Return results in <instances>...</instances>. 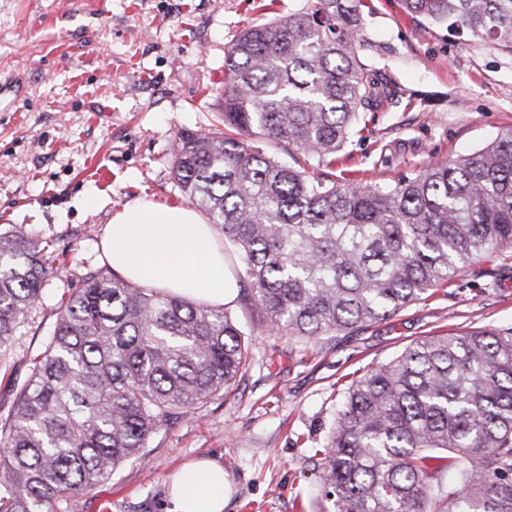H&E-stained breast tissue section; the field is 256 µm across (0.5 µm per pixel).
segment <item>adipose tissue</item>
<instances>
[{
    "mask_svg": "<svg viewBox=\"0 0 512 512\" xmlns=\"http://www.w3.org/2000/svg\"><path fill=\"white\" fill-rule=\"evenodd\" d=\"M100 245L124 279L216 307L236 298L223 241L190 207L128 201L105 225ZM224 487L219 461H187L170 478L168 512H224Z\"/></svg>",
    "mask_w": 512,
    "mask_h": 512,
    "instance_id": "obj_1",
    "label": "adipose tissue"
}]
</instances>
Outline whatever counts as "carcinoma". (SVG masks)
Segmentation results:
<instances>
[{"mask_svg": "<svg viewBox=\"0 0 512 512\" xmlns=\"http://www.w3.org/2000/svg\"><path fill=\"white\" fill-rule=\"evenodd\" d=\"M431 24L512 50V0H403ZM363 0H299L241 31L219 127L182 132L172 178L243 268L269 327L317 338L390 318L467 265L512 249V130L386 186L328 166L386 97L362 61ZM20 227L0 231V363L57 274ZM251 340L226 308L111 270L62 304L0 418V512H54L144 457L158 428L228 391ZM323 455L319 512H512V331L430 336L352 382Z\"/></svg>", "mask_w": 512, "mask_h": 512, "instance_id": "carcinoma-1", "label": "carcinoma"}]
</instances>
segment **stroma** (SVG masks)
<instances>
[{
  "label": "stroma",
  "mask_w": 512,
  "mask_h": 512,
  "mask_svg": "<svg viewBox=\"0 0 512 512\" xmlns=\"http://www.w3.org/2000/svg\"><path fill=\"white\" fill-rule=\"evenodd\" d=\"M364 61L390 95L364 112L324 172L336 183L385 185L456 159L512 129V51L367 0ZM296 0H0V228L47 241L61 269L0 365V414L31 377L62 303L107 267L105 224L127 201L186 199L171 176L183 131L208 129L224 104V56L251 23ZM96 196L95 209L84 206ZM232 312L253 339L229 393L169 422L92 493L56 512H166L169 479L185 461H221L224 512H318L320 449L350 384L424 336L512 329V252L475 263L397 316L306 340L267 330L245 298Z\"/></svg>",
  "instance_id": "obj_1"
}]
</instances>
